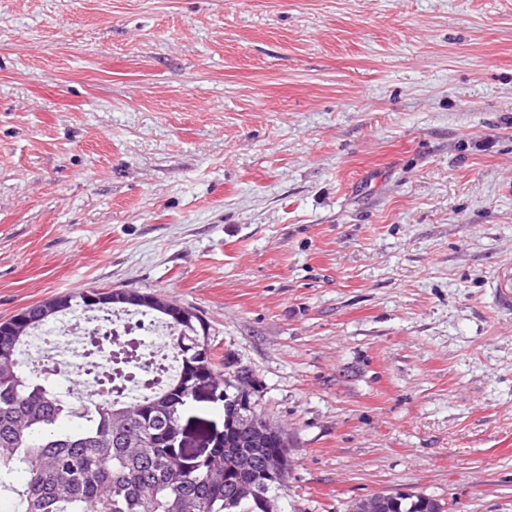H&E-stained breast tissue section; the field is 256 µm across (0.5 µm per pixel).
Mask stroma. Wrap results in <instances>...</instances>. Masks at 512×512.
<instances>
[{
    "label": "stroma",
    "instance_id": "obj_1",
    "mask_svg": "<svg viewBox=\"0 0 512 512\" xmlns=\"http://www.w3.org/2000/svg\"><path fill=\"white\" fill-rule=\"evenodd\" d=\"M512 0H0V321L200 310L284 512H512ZM489 288H493L495 299L504 308L512 306V265L500 267L494 274ZM385 512H445L444 504L425 495H395L384 504Z\"/></svg>",
    "mask_w": 512,
    "mask_h": 512
}]
</instances>
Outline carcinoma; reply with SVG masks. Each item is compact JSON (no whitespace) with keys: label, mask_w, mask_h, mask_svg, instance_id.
<instances>
[{"label":"carcinoma","mask_w":512,"mask_h":512,"mask_svg":"<svg viewBox=\"0 0 512 512\" xmlns=\"http://www.w3.org/2000/svg\"><path fill=\"white\" fill-rule=\"evenodd\" d=\"M80 307L109 317L136 312L162 319L174 332L181 367L165 382H146L148 393L134 402L112 388L113 380H139L129 371L136 356L110 353L96 377L106 392L90 408L69 406L53 388L23 368L18 355L48 321ZM185 320L173 321L167 306L131 304L119 289H91L39 302L0 322V482L8 485L21 512H282L279 491L286 479L270 474L268 463L287 452L280 440L257 441L248 448L208 447L194 455L179 446L180 423L194 402V389L230 367L213 351L203 315L182 307ZM112 324L91 341L95 349L114 346ZM255 465L243 469L242 454ZM385 512H445L425 495H395Z\"/></svg>","instance_id":"cac0c4a2"}]
</instances>
